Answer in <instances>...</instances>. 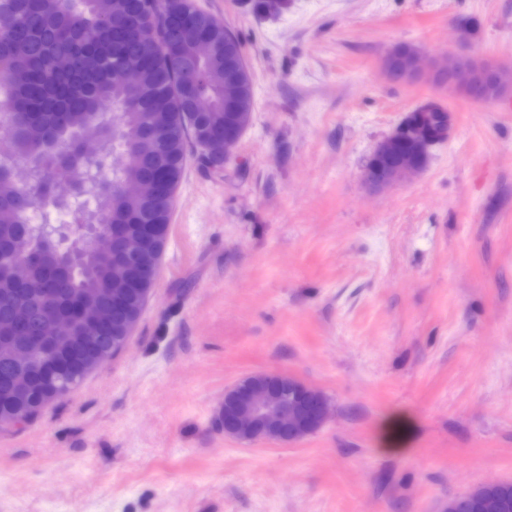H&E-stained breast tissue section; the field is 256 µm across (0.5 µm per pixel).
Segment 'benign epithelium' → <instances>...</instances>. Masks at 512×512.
<instances>
[{"instance_id": "obj_1", "label": "benign epithelium", "mask_w": 512, "mask_h": 512, "mask_svg": "<svg viewBox=\"0 0 512 512\" xmlns=\"http://www.w3.org/2000/svg\"><path fill=\"white\" fill-rule=\"evenodd\" d=\"M472 62L476 71L497 82L500 88L512 84V74L492 60L470 53H456L449 58H427L421 51L414 52L412 69L400 74L398 82H428L446 71L461 75L466 68L462 62ZM249 122L238 121L227 127L224 137L202 135L196 143L203 154L215 159H231L241 142ZM405 125L397 129L377 146L373 158L380 160L404 146L403 156L387 168L377 166L374 172L363 171L362 178L372 192L382 191L405 178L421 172L427 164L431 142L444 136L423 125L415 126L409 137H404ZM154 232L148 225L128 235L122 244L125 260L138 264L143 255L147 235ZM19 365L16 386L25 384L26 371L37 362L32 338L16 336L8 352ZM217 412L224 413V434L246 442L267 441L283 445L294 444L319 430L329 418L327 397L298 378L281 372H261L246 376L224 390V399Z\"/></svg>"}]
</instances>
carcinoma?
I'll list each match as a JSON object with an SVG mask.
<instances>
[{
    "instance_id": "cac0c4a2",
    "label": "carcinoma",
    "mask_w": 512,
    "mask_h": 512,
    "mask_svg": "<svg viewBox=\"0 0 512 512\" xmlns=\"http://www.w3.org/2000/svg\"><path fill=\"white\" fill-rule=\"evenodd\" d=\"M411 50L396 46L388 65L405 68ZM57 56L69 57L68 69L52 67ZM119 67L136 68L140 81L115 80ZM226 81L238 90L237 108L252 111L239 38L194 0H0V349L13 336H31L39 358L53 356L61 350L50 339L58 318L86 322L83 335L112 344L139 300L128 310L112 307V290L131 287L130 276L112 273L114 254L96 251L90 234L98 225L117 238L123 226L159 225L142 259L145 287L152 285L189 138L196 129L222 135L235 119L224 111ZM469 92L481 102L498 97L487 81ZM90 138L112 145L107 163L82 154ZM127 146L143 156L142 169L125 166ZM19 159L32 168L27 184L12 178ZM130 176L147 184L137 199L117 188ZM62 180L73 187L69 199L57 193ZM49 207L71 211V223H36ZM21 304L30 310L23 330L12 321ZM82 370L77 364L50 378L35 366L15 400L13 367L0 357V410L22 411L31 422L46 402L71 393ZM484 498L500 503L493 512H512V483L476 488L475 501Z\"/></svg>"
}]
</instances>
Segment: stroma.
<instances>
[{"mask_svg": "<svg viewBox=\"0 0 512 512\" xmlns=\"http://www.w3.org/2000/svg\"><path fill=\"white\" fill-rule=\"evenodd\" d=\"M196 0L243 42L253 110L222 171L189 149L128 347L0 430V512H446L512 482V89L393 84L386 51L512 71V0ZM448 109L426 169L369 192L374 149ZM285 372L334 417L225 436L226 386Z\"/></svg>", "mask_w": 512, "mask_h": 512, "instance_id": "obj_1", "label": "stroma"}]
</instances>
